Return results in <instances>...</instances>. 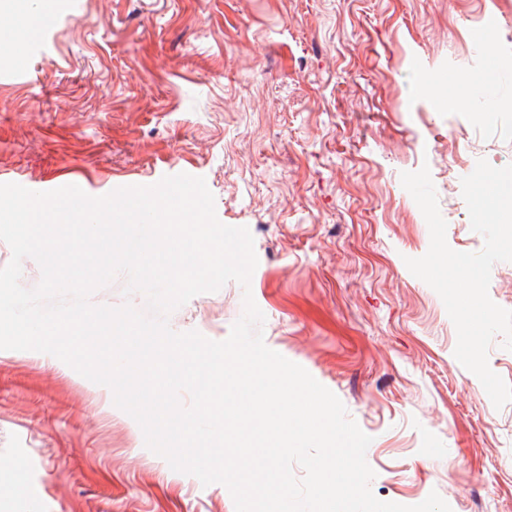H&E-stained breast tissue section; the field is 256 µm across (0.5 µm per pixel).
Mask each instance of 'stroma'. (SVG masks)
<instances>
[{
	"label": "stroma",
	"instance_id": "stroma-1",
	"mask_svg": "<svg viewBox=\"0 0 512 512\" xmlns=\"http://www.w3.org/2000/svg\"><path fill=\"white\" fill-rule=\"evenodd\" d=\"M512 0H55L22 59L0 55V183L204 178L248 228L265 344L372 442L374 495L512 512V403L456 359L455 326L405 258L430 245L401 174L429 167L448 245L484 246L461 180L512 165ZM467 90L449 110L444 95ZM227 282L169 326L214 341L243 313ZM0 512H235L146 448L111 390L53 355L0 350Z\"/></svg>",
	"mask_w": 512,
	"mask_h": 512
}]
</instances>
